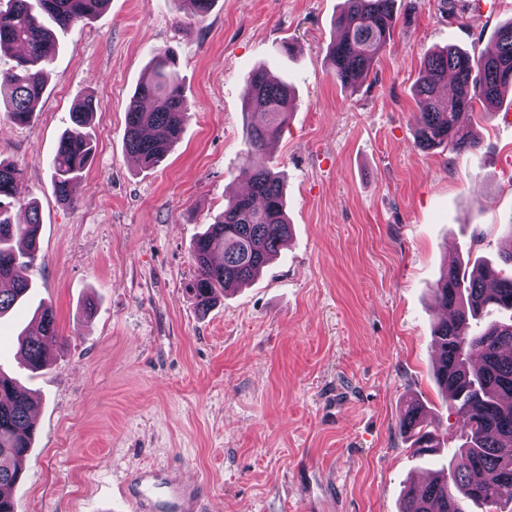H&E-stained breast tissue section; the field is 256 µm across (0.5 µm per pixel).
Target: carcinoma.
Segmentation results:
<instances>
[{"instance_id":"1","label":"carcinoma","mask_w":512,"mask_h":512,"mask_svg":"<svg viewBox=\"0 0 512 512\" xmlns=\"http://www.w3.org/2000/svg\"><path fill=\"white\" fill-rule=\"evenodd\" d=\"M108 0H7L0 9V47L19 44L24 54L9 71H0V97L17 125L34 118L35 104L45 88V70L57 49L56 30L69 28L103 10ZM394 0H346L336 19L340 39L328 49L336 80L350 88L368 76L378 54L396 26ZM453 76L455 93L443 99L439 86ZM258 93L248 97L250 116L241 177L246 194L224 205L194 243L197 275L187 291L197 307L208 310L218 295L255 280L287 242L291 227L285 214L282 178L255 158L280 134L292 106L291 86L258 70L252 76ZM512 92V21L497 29L495 49L473 56L449 46L423 60L415 95L419 145L424 149L450 146L461 154L475 148L459 115L479 103L498 105ZM94 112L92 99L82 100L72 113V126L60 137L52 159L56 194L69 199L70 189L93 154L85 132ZM188 119L175 52L154 55L148 73L136 87L126 112V148L145 169L157 165L176 143ZM22 170L0 161V275L12 276V287L0 289V318L21 304L31 288L25 271L37 258L40 217L29 203L28 220L14 223L18 204L15 187ZM435 302L450 312L438 323L434 342L438 352L434 377L448 407L465 418L462 444L448 456V467L405 493L400 512H475L512 503V322L478 327L483 312L494 307L512 313V277H503L489 264L472 270L452 264L433 291ZM57 340L53 310L39 307L35 327L21 340L22 365L31 373L47 364ZM34 401L17 378L0 370V488L22 478V464L35 437ZM401 432L411 440L412 456L429 461L440 455L438 430L425 421L422 403L407 405Z\"/></svg>"}]
</instances>
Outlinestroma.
I'll return each mask as SVG.
<instances>
[{"label": "stroma", "mask_w": 512, "mask_h": 512, "mask_svg": "<svg viewBox=\"0 0 512 512\" xmlns=\"http://www.w3.org/2000/svg\"><path fill=\"white\" fill-rule=\"evenodd\" d=\"M395 0L397 25L362 84L328 47L344 0H109L59 39L33 124L0 110V160L23 172L15 223L36 202L27 303L0 319V368L38 404L15 512H131L128 483L194 487L208 512H398L425 474L398 431L420 400L457 447L463 420L432 376L431 298L444 265L497 260L512 223V93L463 117L475 151L417 143L424 56L479 55L512 0ZM293 50L277 53L281 42ZM178 55L190 118L158 166L125 148L130 98L155 52ZM288 80V122L263 160L284 174L291 238L251 285L199 313L192 245L242 187L257 68ZM94 154L69 200L50 161L82 98ZM96 307L85 312L87 298ZM51 306L60 339L21 369L18 334Z\"/></svg>", "instance_id": "obj_1"}]
</instances>
